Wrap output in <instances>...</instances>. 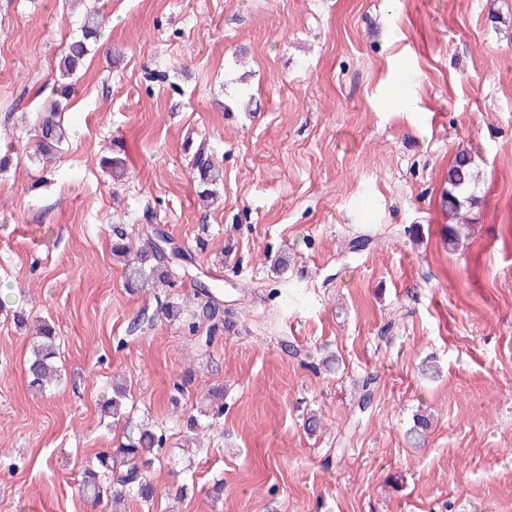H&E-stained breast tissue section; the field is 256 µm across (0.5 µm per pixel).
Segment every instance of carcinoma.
Here are the masks:
<instances>
[{
    "instance_id": "1",
    "label": "carcinoma",
    "mask_w": 512,
    "mask_h": 512,
    "mask_svg": "<svg viewBox=\"0 0 512 512\" xmlns=\"http://www.w3.org/2000/svg\"><path fill=\"white\" fill-rule=\"evenodd\" d=\"M100 27L99 13H88L81 26V35L68 43L57 60L62 82L53 89L55 99L38 124L35 156L43 163L56 157L68 137L62 112L73 92V83L69 79L82 69L92 46L100 39ZM186 149H191V146H186ZM192 167L197 195L204 200L215 198L216 188L224 182L223 167L212 154L200 147L193 150ZM472 181L471 159L467 154L461 153L448 170V188L442 194V206L456 221L460 219L462 209L469 200L467 192ZM112 254L124 262L125 283L129 288H143L157 282L169 287L175 285L178 272L172 263L165 260L148 240L140 248H134L131 234L124 224L112 225ZM193 300L199 310L188 312L187 304H172L166 310V315L173 321L182 322L197 345L206 347L211 341L206 322L224 313V310L215 299L210 285H197ZM58 358L59 336L54 324L44 320L34 336L26 362V374L31 389L45 393L59 385L61 369L57 363ZM126 400L127 388L121 384H113L112 398L105 403L104 413L116 422L130 423V410L127 409ZM430 427L428 416L415 415L413 426L409 429L410 440L415 444L423 442ZM166 442L163 428L148 423L134 426L124 433V440L118 443L115 450H105L88 461L80 480L81 492L95 503L105 500L113 503L128 497L145 503L152 502L155 489L144 476L143 470L162 454Z\"/></svg>"
}]
</instances>
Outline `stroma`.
<instances>
[{
    "mask_svg": "<svg viewBox=\"0 0 512 512\" xmlns=\"http://www.w3.org/2000/svg\"><path fill=\"white\" fill-rule=\"evenodd\" d=\"M89 10L101 40L45 166L34 118ZM191 144L224 168L208 207ZM0 150V295L55 324L65 370L32 393L31 334L0 311V512H109L79 481L117 444L115 376L167 435L154 504L125 512H512V0H0ZM116 224L163 229L184 276L130 292ZM200 281L233 326L198 355L165 311ZM214 387L224 413L186 447ZM473 181L471 159L467 154L458 155L455 164L448 170V188L442 194V206L448 215L457 222L448 226V242L455 244L458 232L454 226L459 223L460 215L469 197L466 196Z\"/></svg>",
    "mask_w": 512,
    "mask_h": 512,
    "instance_id": "obj_1",
    "label": "stroma"
}]
</instances>
